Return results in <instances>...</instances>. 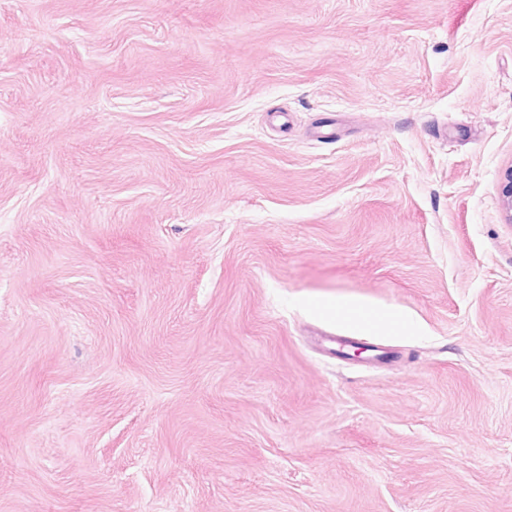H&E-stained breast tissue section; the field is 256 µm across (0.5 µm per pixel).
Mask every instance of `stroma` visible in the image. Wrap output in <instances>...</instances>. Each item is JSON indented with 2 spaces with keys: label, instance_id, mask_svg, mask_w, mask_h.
Masks as SVG:
<instances>
[{
  "label": "stroma",
  "instance_id": "obj_1",
  "mask_svg": "<svg viewBox=\"0 0 512 512\" xmlns=\"http://www.w3.org/2000/svg\"><path fill=\"white\" fill-rule=\"evenodd\" d=\"M511 166L512 0H0V512H512Z\"/></svg>",
  "mask_w": 512,
  "mask_h": 512
}]
</instances>
